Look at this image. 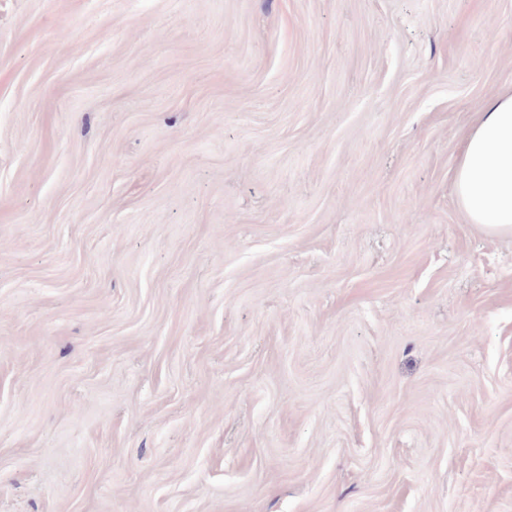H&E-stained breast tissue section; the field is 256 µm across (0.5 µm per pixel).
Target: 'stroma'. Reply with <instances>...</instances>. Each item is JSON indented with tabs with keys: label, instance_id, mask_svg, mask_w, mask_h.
<instances>
[{
	"label": "stroma",
	"instance_id": "35a3bbf8",
	"mask_svg": "<svg viewBox=\"0 0 512 512\" xmlns=\"http://www.w3.org/2000/svg\"><path fill=\"white\" fill-rule=\"evenodd\" d=\"M506 89L512 0H0V512H512ZM454 189L471 223L512 235V91L477 112L455 166Z\"/></svg>",
	"mask_w": 512,
	"mask_h": 512
}]
</instances>
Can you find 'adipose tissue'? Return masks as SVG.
<instances>
[{
	"instance_id": "ef3b65f1",
	"label": "adipose tissue",
	"mask_w": 512,
	"mask_h": 512,
	"mask_svg": "<svg viewBox=\"0 0 512 512\" xmlns=\"http://www.w3.org/2000/svg\"><path fill=\"white\" fill-rule=\"evenodd\" d=\"M454 189L471 223L512 235V91L477 113L455 166Z\"/></svg>"
}]
</instances>
